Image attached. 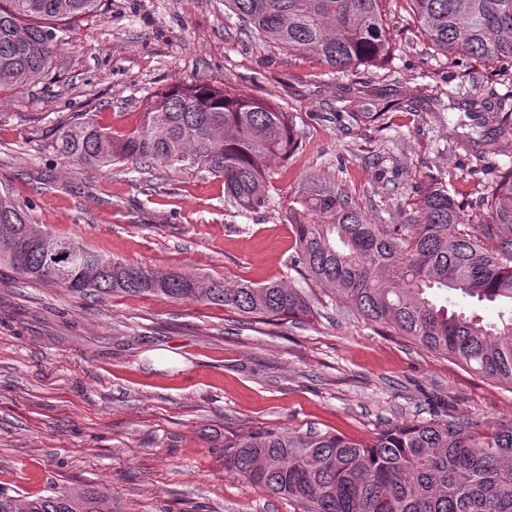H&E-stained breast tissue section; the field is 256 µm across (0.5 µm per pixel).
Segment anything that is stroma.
<instances>
[{
	"label": "stroma",
	"instance_id": "35a3bbf8",
	"mask_svg": "<svg viewBox=\"0 0 512 512\" xmlns=\"http://www.w3.org/2000/svg\"><path fill=\"white\" fill-rule=\"evenodd\" d=\"M385 9L391 57L351 73L241 31L224 0H102L48 77L0 88V190L38 229L199 281L285 277L314 300L309 319L264 323L161 294L74 296L0 263L1 486L34 497L52 482L104 483L114 512H303L227 472L225 438L286 429L367 441L433 413L512 421V385L352 315L290 266L288 211L307 179L373 223L405 224L433 176L476 225L512 169V129L491 120L512 112V66L429 47L408 0ZM195 81L292 114L301 145L273 164L266 209L225 205L222 179L206 172L77 165L53 147L61 125L127 130L154 93Z\"/></svg>",
	"mask_w": 512,
	"mask_h": 512
}]
</instances>
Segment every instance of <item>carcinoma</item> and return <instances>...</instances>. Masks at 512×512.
<instances>
[{"label": "carcinoma", "instance_id": "cac0c4a2", "mask_svg": "<svg viewBox=\"0 0 512 512\" xmlns=\"http://www.w3.org/2000/svg\"><path fill=\"white\" fill-rule=\"evenodd\" d=\"M250 31L331 70L373 67L392 51L382 0H227ZM421 32L438 49L484 62H512V0H409ZM101 0H0V87L49 75L68 29ZM55 148L93 167L133 163L175 173L205 171L224 181V200L257 212L269 202V166L298 148L292 115L267 100L207 83L173 84L146 100L139 124L114 131L92 119L58 129ZM408 224H375L317 179L291 212L294 265L340 294L370 324L490 379L512 384V312L498 323L448 311L428 296L459 291L512 304V169L484 201L470 229L448 186L417 187ZM66 243L72 294H163L232 308L247 319L312 314L311 297L286 280L201 283L110 258L78 240L45 233L0 192V262L22 279L50 282L46 242ZM224 467L304 512H512V423L480 431L450 414L396 422L367 442L335 433L251 432L224 440ZM109 487L51 488L24 500L0 486V512H104Z\"/></svg>", "mask_w": 512, "mask_h": 512}]
</instances>
